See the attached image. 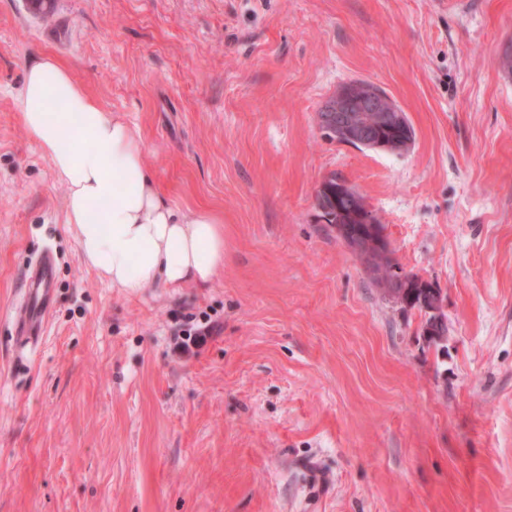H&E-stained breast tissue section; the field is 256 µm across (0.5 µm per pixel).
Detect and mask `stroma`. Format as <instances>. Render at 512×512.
I'll return each instance as SVG.
<instances>
[{
    "label": "stroma",
    "instance_id": "stroma-1",
    "mask_svg": "<svg viewBox=\"0 0 512 512\" xmlns=\"http://www.w3.org/2000/svg\"><path fill=\"white\" fill-rule=\"evenodd\" d=\"M507 52L512 0H0V512H512ZM38 54L140 129L166 201L223 217L207 287L129 297L80 263L15 107ZM351 81L404 110L408 151L326 137ZM332 175L394 272L440 290L447 336L320 218ZM47 250L55 301L26 344ZM56 263L49 252L25 275L21 298L23 315L16 323L17 337L38 341L43 336L44 318L52 307L51 284L56 278Z\"/></svg>",
    "mask_w": 512,
    "mask_h": 512
}]
</instances>
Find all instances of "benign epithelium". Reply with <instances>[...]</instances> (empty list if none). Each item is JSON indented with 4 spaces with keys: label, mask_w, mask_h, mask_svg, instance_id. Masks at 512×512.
Instances as JSON below:
<instances>
[{
    "label": "benign epithelium",
    "mask_w": 512,
    "mask_h": 512,
    "mask_svg": "<svg viewBox=\"0 0 512 512\" xmlns=\"http://www.w3.org/2000/svg\"><path fill=\"white\" fill-rule=\"evenodd\" d=\"M320 126L336 132L342 143L373 150H388L403 139L405 113L370 82L348 83L334 103H326L317 115ZM351 247L364 259L383 251L375 233L356 235Z\"/></svg>",
    "instance_id": "obj_1"
}]
</instances>
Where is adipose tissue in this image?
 I'll list each match as a JSON object with an SVG mask.
<instances>
[{
  "label": "adipose tissue",
  "mask_w": 512,
  "mask_h": 512,
  "mask_svg": "<svg viewBox=\"0 0 512 512\" xmlns=\"http://www.w3.org/2000/svg\"><path fill=\"white\" fill-rule=\"evenodd\" d=\"M15 105L67 191L79 261L125 295L204 286L224 267V220L159 193L136 127L108 112L49 55L28 58Z\"/></svg>",
  "instance_id": "obj_1"
}]
</instances>
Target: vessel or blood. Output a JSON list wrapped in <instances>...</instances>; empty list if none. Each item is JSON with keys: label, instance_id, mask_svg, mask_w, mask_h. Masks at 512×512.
Returning <instances> with one entry per match:
<instances>
[{"label": "vessel or blood", "instance_id": "b4317fda", "mask_svg": "<svg viewBox=\"0 0 512 512\" xmlns=\"http://www.w3.org/2000/svg\"><path fill=\"white\" fill-rule=\"evenodd\" d=\"M55 278L56 263L51 254H44L28 269L21 298L22 316L16 324L18 337L36 341L42 336L44 318L53 304L51 285Z\"/></svg>", "mask_w": 512, "mask_h": 512}]
</instances>
